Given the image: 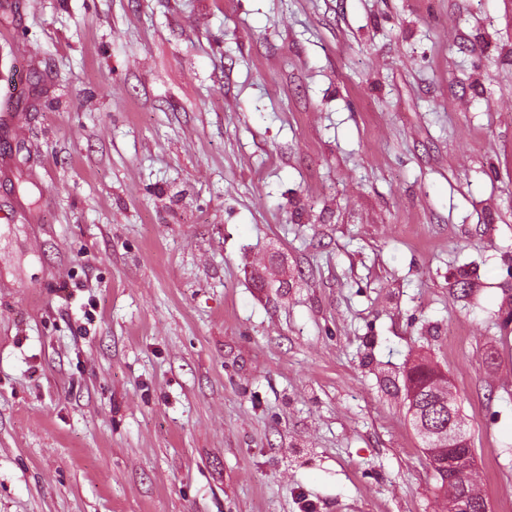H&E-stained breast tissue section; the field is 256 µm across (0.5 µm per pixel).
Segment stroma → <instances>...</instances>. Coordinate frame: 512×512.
Returning <instances> with one entry per match:
<instances>
[{
    "mask_svg": "<svg viewBox=\"0 0 512 512\" xmlns=\"http://www.w3.org/2000/svg\"><path fill=\"white\" fill-rule=\"evenodd\" d=\"M3 29L0 512H441L420 356L512 512V0H0ZM426 358H419L418 363L412 369L411 373L405 374L404 377V387L406 390V398L407 392L409 389V384L413 382L415 379L413 377H417L416 381L421 385V391L418 392L414 404L408 401V412L411 414L412 422L416 418L427 419L429 428H433L434 422H439L441 425H445L448 423V429L454 420V414L452 408L448 405V412H444L443 406H438L439 399V391H434L431 385L429 384V380L431 375H429L424 368L427 367L423 362L427 361ZM433 423V424H432ZM436 424V423H435ZM436 424V425H439Z\"/></svg>",
    "mask_w": 512,
    "mask_h": 512,
    "instance_id": "obj_1",
    "label": "stroma"
}]
</instances>
